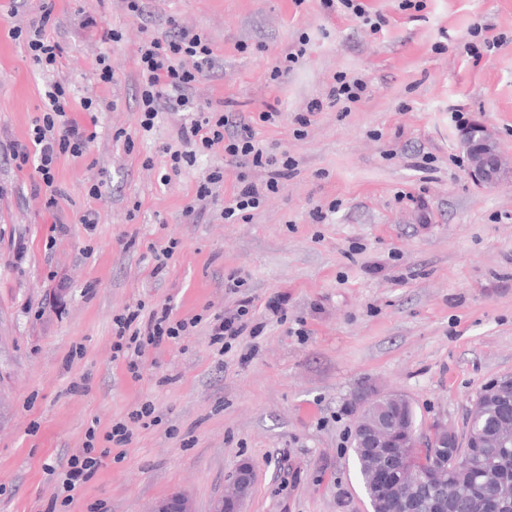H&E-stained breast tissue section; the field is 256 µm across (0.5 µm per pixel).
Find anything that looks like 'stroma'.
Returning <instances> with one entry per match:
<instances>
[{"mask_svg": "<svg viewBox=\"0 0 512 512\" xmlns=\"http://www.w3.org/2000/svg\"><path fill=\"white\" fill-rule=\"evenodd\" d=\"M362 2L384 15L382 31L323 0H147L145 21L124 0H54L48 31L64 55L50 74L9 35L39 19L43 0L0 12L1 144L28 143L50 80L112 104L93 119L77 113L97 137L58 161L55 215L34 194V164L0 159V512H148L175 491L210 512L244 463L254 482L243 512H370L351 451L355 395L404 396L420 428L461 434L480 390L512 375V174L476 184L455 121L460 109L484 124L512 163V0H423L418 12ZM88 15L96 27H84ZM173 22L214 50L198 105L247 115L273 104L283 115L256 138L297 166L249 220L222 215L241 173L223 151L173 176L164 149L177 146L181 116L162 113L147 133L137 124L135 51ZM112 29L120 42L102 40ZM101 53L114 83L96 78ZM340 72L366 83L361 101L325 105L295 137L297 116ZM217 166L224 182L191 220ZM88 209L90 226L78 221ZM55 222L64 229L53 235ZM168 247L153 274L154 252ZM232 276L247 281L257 331L219 346L207 320L235 308ZM278 295L287 304L276 314L266 303ZM164 304L204 322L148 348L132 379L113 349L115 321ZM145 402L157 423L110 446L113 423ZM89 441L102 465L54 504L58 458Z\"/></svg>", "mask_w": 512, "mask_h": 512, "instance_id": "stroma-1", "label": "stroma"}]
</instances>
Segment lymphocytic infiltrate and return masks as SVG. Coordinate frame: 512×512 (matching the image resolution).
I'll return each mask as SVG.
<instances>
[{
  "label": "lymphocytic infiltrate",
  "instance_id": "f902f5d3",
  "mask_svg": "<svg viewBox=\"0 0 512 512\" xmlns=\"http://www.w3.org/2000/svg\"><path fill=\"white\" fill-rule=\"evenodd\" d=\"M53 10L52 0H44L39 21L11 30L13 38L25 40L33 61L49 71L58 70L64 53L60 42L47 32ZM135 56L140 76L135 102L139 124L146 131L153 127L159 113L180 112L188 107L197 83L205 72L215 67L209 40L201 33L175 25L162 36L140 44ZM104 106V101L93 97L73 100L65 83L52 82L45 92L43 115L36 119L32 129L31 145L12 143L5 148V155L19 163L36 159L35 171L39 177L36 188L42 191L47 210H55L59 205L60 192L54 172L59 158L66 154L82 156L93 139L92 134L72 118L73 108L98 112ZM279 116V109L270 104L249 116L209 107L198 109L190 122L179 129L181 147L170 153L172 172H180L182 164L192 162L200 149H220L229 163L263 169L267 174L265 182L257 185L240 179L237 192L224 209L225 218L249 219L252 211L259 209L269 195L279 192L283 179L295 169V162L288 153L269 151L256 139V125L275 123ZM171 314L170 306L162 305L150 311L147 321L140 327L135 324V315L117 318L118 341L114 349L119 352L125 343L133 344V355L126 363L132 377L140 376V359L147 347L186 335L197 325L196 320H175ZM92 450V444H85L61 462V490L66 500H73L75 493L101 466V458L94 456Z\"/></svg>",
  "mask_w": 512,
  "mask_h": 512
}]
</instances>
